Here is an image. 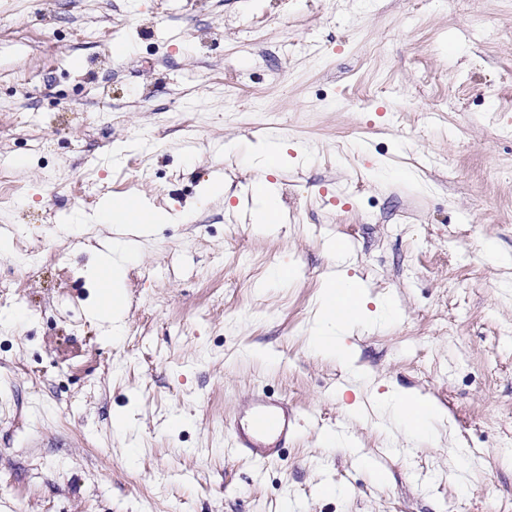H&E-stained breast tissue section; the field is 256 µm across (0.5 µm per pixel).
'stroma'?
I'll return each instance as SVG.
<instances>
[{
    "mask_svg": "<svg viewBox=\"0 0 512 512\" xmlns=\"http://www.w3.org/2000/svg\"><path fill=\"white\" fill-rule=\"evenodd\" d=\"M0 171V512H512V0H0ZM110 195L170 219L124 237ZM122 237L115 332L88 270ZM337 274L357 375L310 343ZM393 385L434 441L369 409ZM257 391L299 421L273 460L225 426ZM285 146V143L280 138L262 143L255 157L260 160L259 163L265 170H272L277 167L285 153ZM255 223L275 224L280 219L279 200L276 189L265 180L256 184L252 198Z\"/></svg>",
    "mask_w": 512,
    "mask_h": 512,
    "instance_id": "35a3bbf8",
    "label": "stroma"
}]
</instances>
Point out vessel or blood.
<instances>
[{"label": "vessel or blood", "instance_id": "b4317fda", "mask_svg": "<svg viewBox=\"0 0 512 512\" xmlns=\"http://www.w3.org/2000/svg\"><path fill=\"white\" fill-rule=\"evenodd\" d=\"M294 427L287 402L264 394L253 395L246 412L229 424L236 448L256 459L276 458Z\"/></svg>", "mask_w": 512, "mask_h": 512}]
</instances>
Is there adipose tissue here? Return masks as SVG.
<instances>
[{"instance_id": "ef3b65f1", "label": "adipose tissue", "mask_w": 512, "mask_h": 512, "mask_svg": "<svg viewBox=\"0 0 512 512\" xmlns=\"http://www.w3.org/2000/svg\"><path fill=\"white\" fill-rule=\"evenodd\" d=\"M101 210L127 219L138 233H147L153 224L168 220L166 212L144 207L140 201L105 199ZM365 307V290L361 282L336 278L329 280L320 297V316L312 344L328 353H335L338 340L349 335ZM387 411L407 432L425 439L432 437L437 423L445 418L444 411L430 400L399 387L374 403Z\"/></svg>"}]
</instances>
